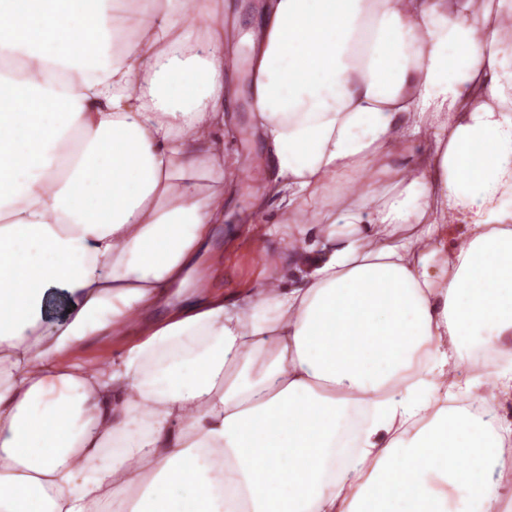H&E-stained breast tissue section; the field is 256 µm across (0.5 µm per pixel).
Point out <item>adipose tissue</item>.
Wrapping results in <instances>:
<instances>
[{
    "label": "adipose tissue",
    "mask_w": 512,
    "mask_h": 512,
    "mask_svg": "<svg viewBox=\"0 0 512 512\" xmlns=\"http://www.w3.org/2000/svg\"><path fill=\"white\" fill-rule=\"evenodd\" d=\"M88 2L54 14L64 50L0 0V512H512V0H261L260 194L295 276L232 300L192 293L224 9Z\"/></svg>",
    "instance_id": "adipose-tissue-1"
}]
</instances>
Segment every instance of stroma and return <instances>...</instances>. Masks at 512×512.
Returning a JSON list of instances; mask_svg holds the SVG:
<instances>
[{"instance_id": "stroma-1", "label": "stroma", "mask_w": 512, "mask_h": 512, "mask_svg": "<svg viewBox=\"0 0 512 512\" xmlns=\"http://www.w3.org/2000/svg\"><path fill=\"white\" fill-rule=\"evenodd\" d=\"M235 84L238 95L228 114L225 150L232 159L249 156L252 172L245 176L239 168L226 167L225 222L213 241L220 260L218 265L202 269L199 276L202 292L227 298L257 288L268 275L284 272V242L296 232L294 226L282 223L277 199L257 198L258 190L271 177V168L248 112L251 81L247 67L239 68ZM274 225L278 233L269 234Z\"/></svg>"}]
</instances>
